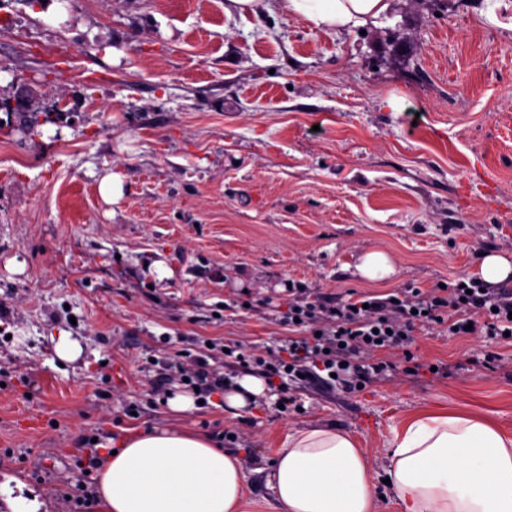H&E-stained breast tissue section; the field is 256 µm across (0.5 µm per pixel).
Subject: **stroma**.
<instances>
[{"label":"stroma","instance_id":"1","mask_svg":"<svg viewBox=\"0 0 512 512\" xmlns=\"http://www.w3.org/2000/svg\"><path fill=\"white\" fill-rule=\"evenodd\" d=\"M480 0H396L364 32L325 33L272 0H0V512H44L81 477L79 441L172 424L245 464L241 512H282L259 466L288 429L332 425L370 463L376 512L392 430L430 409L512 430V342L428 335L417 374L348 393L288 377L232 414L152 395L172 352L280 351L288 284L432 288L512 253V30ZM36 124L35 135L26 128ZM125 177L119 203L101 177ZM370 249L395 276L361 278ZM82 352L59 362L54 339ZM444 362L447 375L429 372ZM271 0H226L224 2L225 14L232 15L237 13L240 16L253 15L259 16L264 12H270Z\"/></svg>","mask_w":512,"mask_h":512}]
</instances>
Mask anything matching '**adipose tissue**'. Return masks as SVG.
I'll use <instances>...</instances> for the list:
<instances>
[{
  "label": "adipose tissue",
  "instance_id": "1",
  "mask_svg": "<svg viewBox=\"0 0 512 512\" xmlns=\"http://www.w3.org/2000/svg\"><path fill=\"white\" fill-rule=\"evenodd\" d=\"M394 0H282L327 31L387 17ZM284 512H374L370 464L327 425L289 429L264 468ZM386 473L399 512H512V432L493 420L423 410L394 431ZM102 512H239L244 464L210 437L177 427L127 433L104 453Z\"/></svg>",
  "mask_w": 512,
  "mask_h": 512
}]
</instances>
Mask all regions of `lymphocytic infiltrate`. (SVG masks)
Returning a JSON list of instances; mask_svg holds the SVG:
<instances>
[{"instance_id": "1", "label": "lymphocytic infiltrate", "mask_w": 512, "mask_h": 512, "mask_svg": "<svg viewBox=\"0 0 512 512\" xmlns=\"http://www.w3.org/2000/svg\"><path fill=\"white\" fill-rule=\"evenodd\" d=\"M291 336L286 357L237 353L234 363L256 366L266 379L283 375L310 380L349 393L364 390L394 371L395 356L411 361V346L419 330L505 340L512 332V289L491 288L475 275L448 287L397 289L374 295L349 290L347 300L332 303L308 294L288 306ZM171 366L189 387L206 395L223 388L224 379L206 355L177 352Z\"/></svg>"}]
</instances>
